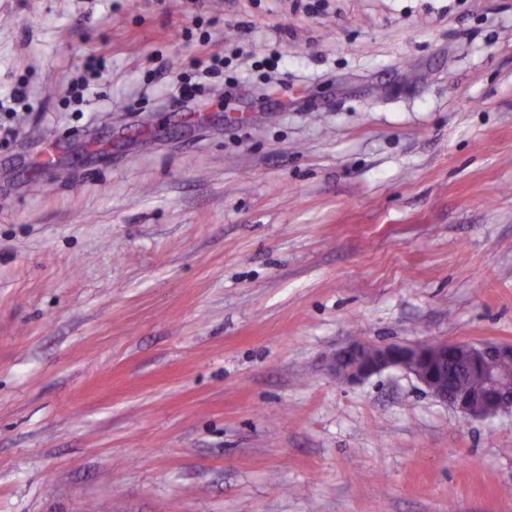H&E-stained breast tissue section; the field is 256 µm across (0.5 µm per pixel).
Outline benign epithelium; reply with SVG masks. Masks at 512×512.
Listing matches in <instances>:
<instances>
[{"label": "benign epithelium", "mask_w": 512, "mask_h": 512, "mask_svg": "<svg viewBox=\"0 0 512 512\" xmlns=\"http://www.w3.org/2000/svg\"><path fill=\"white\" fill-rule=\"evenodd\" d=\"M511 360L512 342H354L336 353L332 369L350 382L391 368L403 369L461 417L493 418L512 411V378L499 371L504 362ZM448 365L481 374L487 381L489 394H476L458 386L446 369Z\"/></svg>", "instance_id": "benign-epithelium-1"}]
</instances>
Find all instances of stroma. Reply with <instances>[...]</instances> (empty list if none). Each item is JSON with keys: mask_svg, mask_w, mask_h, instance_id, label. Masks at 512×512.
Returning <instances> with one entry per match:
<instances>
[{"mask_svg": "<svg viewBox=\"0 0 512 512\" xmlns=\"http://www.w3.org/2000/svg\"><path fill=\"white\" fill-rule=\"evenodd\" d=\"M306 2L0 0V512H512V414L326 365L512 342V0Z\"/></svg>", "mask_w": 512, "mask_h": 512, "instance_id": "35a3bbf8", "label": "stroma"}]
</instances>
